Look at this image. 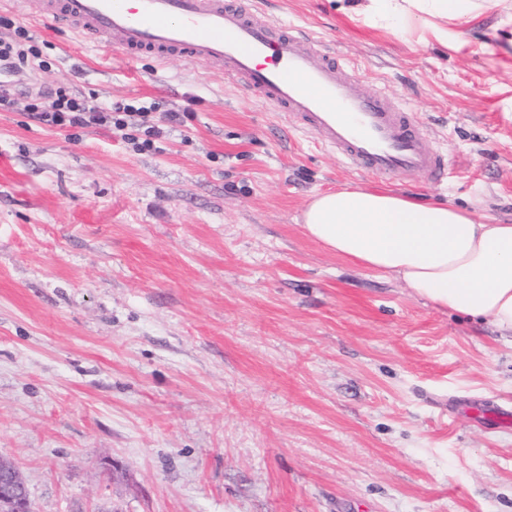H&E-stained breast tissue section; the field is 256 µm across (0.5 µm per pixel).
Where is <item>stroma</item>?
Returning <instances> with one entry per match:
<instances>
[{
    "label": "stroma",
    "instance_id": "35a3bbf8",
    "mask_svg": "<svg viewBox=\"0 0 512 512\" xmlns=\"http://www.w3.org/2000/svg\"><path fill=\"white\" fill-rule=\"evenodd\" d=\"M358 0H254L408 103L448 177L351 169L223 71L18 14L80 98L167 134L0 109V458L35 512H512V346L307 237L345 185L512 224V0L438 40ZM179 113L169 124L168 113Z\"/></svg>",
    "mask_w": 512,
    "mask_h": 512
}]
</instances>
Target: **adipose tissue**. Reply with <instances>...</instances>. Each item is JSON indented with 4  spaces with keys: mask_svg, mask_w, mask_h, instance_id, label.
I'll return each mask as SVG.
<instances>
[{
    "mask_svg": "<svg viewBox=\"0 0 512 512\" xmlns=\"http://www.w3.org/2000/svg\"><path fill=\"white\" fill-rule=\"evenodd\" d=\"M500 0H363L371 24L406 31L423 15L469 20ZM306 234L337 256L385 272L439 308L484 317L512 339V224H482L448 203L364 188L316 195Z\"/></svg>",
    "mask_w": 512,
    "mask_h": 512,
    "instance_id": "adipose-tissue-1",
    "label": "adipose tissue"
}]
</instances>
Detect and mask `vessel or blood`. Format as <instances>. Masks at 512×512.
I'll use <instances>...</instances> for the list:
<instances>
[{
	"mask_svg": "<svg viewBox=\"0 0 512 512\" xmlns=\"http://www.w3.org/2000/svg\"><path fill=\"white\" fill-rule=\"evenodd\" d=\"M24 15L64 19L86 39L105 35L130 58L183 56L221 68L364 174L437 182L448 159L429 146L411 108L345 80L346 61L305 29L272 25L228 0H11Z\"/></svg>",
	"mask_w": 512,
	"mask_h": 512,
	"instance_id": "obj_1",
	"label": "vessel or blood"
}]
</instances>
